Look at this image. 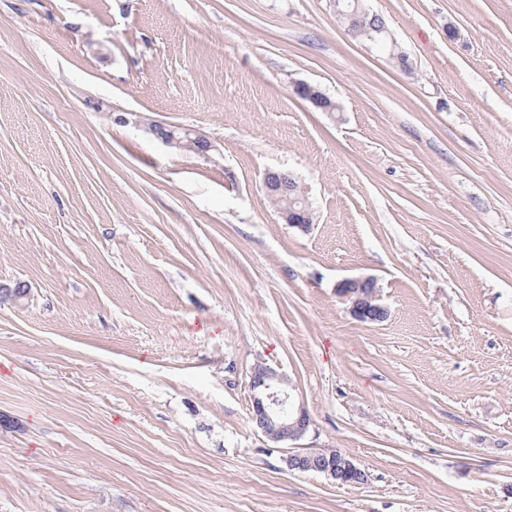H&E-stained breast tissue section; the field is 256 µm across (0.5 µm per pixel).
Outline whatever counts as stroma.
<instances>
[{"label":"stroma","instance_id":"obj_1","mask_svg":"<svg viewBox=\"0 0 512 512\" xmlns=\"http://www.w3.org/2000/svg\"><path fill=\"white\" fill-rule=\"evenodd\" d=\"M365 5L409 69L332 0H0V512H512V0ZM259 363L365 483L286 469ZM158 127L155 126V131L159 135V137L165 141L167 144H175L179 147L182 145L183 139L187 138L188 140L194 142L197 145V153L201 155H206L211 150V142L203 135H195L194 137H191L190 130L183 129L182 128H174V129H157ZM183 134V136H181ZM186 143L185 147L186 149L190 151H195V144L194 143H188L187 140L184 141ZM264 189L267 197L283 201L277 210L287 224L307 230L313 223L305 188L290 172L283 170L267 173L264 177ZM299 203H302L301 208L297 207ZM377 282L373 278H346L337 285V294L350 303L351 313L364 322H381L387 309L380 303Z\"/></svg>","mask_w":512,"mask_h":512}]
</instances>
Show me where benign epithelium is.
Wrapping results in <instances>:
<instances>
[{
	"mask_svg": "<svg viewBox=\"0 0 512 512\" xmlns=\"http://www.w3.org/2000/svg\"><path fill=\"white\" fill-rule=\"evenodd\" d=\"M336 14L348 32L355 33L368 22L377 31L386 30L381 16L370 12L363 0H336ZM297 93L313 106L330 112L334 105L314 87L300 83ZM156 133L168 144L182 145L188 139L197 145V153L207 154L211 142L203 135L190 136L188 129H158ZM266 195L283 201L278 207L286 223L306 230L313 223L305 188L288 171L269 172L264 177ZM337 294L350 303L351 313L364 322H381L387 317V309L380 303L377 282L372 278H346L337 285ZM251 390V421L268 440L274 443L296 441L307 434L311 426L310 416L304 405L295 402L290 393V382L275 369L261 363L256 365L249 380ZM290 472H315L331 477L336 483L362 484L367 480L349 456L339 450L306 448L290 451L282 458Z\"/></svg>",
	"mask_w": 512,
	"mask_h": 512,
	"instance_id": "benign-epithelium-1",
	"label": "benign epithelium"
}]
</instances>
